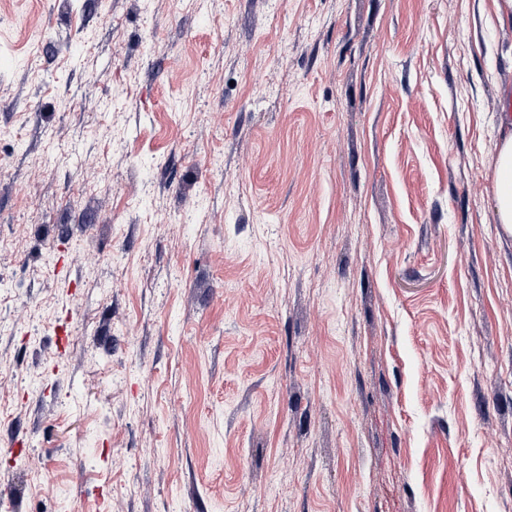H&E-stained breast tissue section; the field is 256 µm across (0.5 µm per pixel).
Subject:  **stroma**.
<instances>
[{"label": "stroma", "mask_w": 512, "mask_h": 512, "mask_svg": "<svg viewBox=\"0 0 512 512\" xmlns=\"http://www.w3.org/2000/svg\"><path fill=\"white\" fill-rule=\"evenodd\" d=\"M494 0H0V512H512Z\"/></svg>", "instance_id": "stroma-1"}]
</instances>
